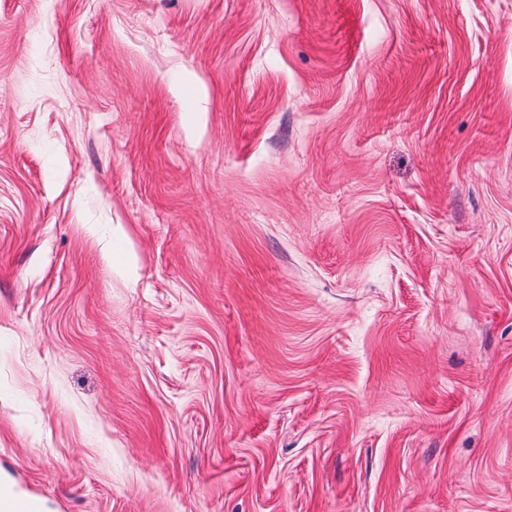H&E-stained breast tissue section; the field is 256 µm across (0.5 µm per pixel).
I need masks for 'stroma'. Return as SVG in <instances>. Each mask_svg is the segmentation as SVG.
<instances>
[{
    "mask_svg": "<svg viewBox=\"0 0 512 512\" xmlns=\"http://www.w3.org/2000/svg\"><path fill=\"white\" fill-rule=\"evenodd\" d=\"M0 475L512 512V0H0Z\"/></svg>",
    "mask_w": 512,
    "mask_h": 512,
    "instance_id": "1",
    "label": "stroma"
}]
</instances>
